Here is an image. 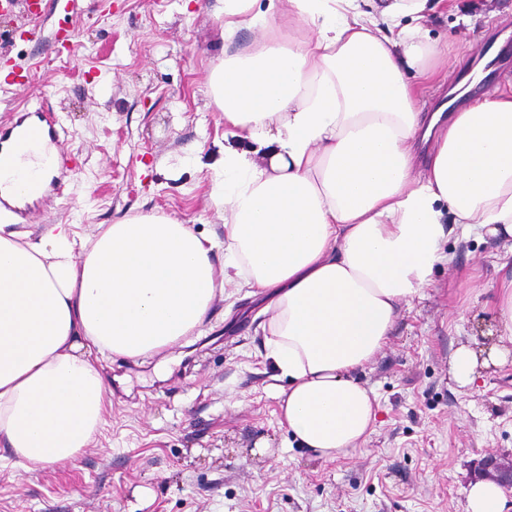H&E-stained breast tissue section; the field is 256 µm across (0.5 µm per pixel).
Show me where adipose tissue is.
Instances as JSON below:
<instances>
[{
	"label": "adipose tissue",
	"instance_id": "ef3b65f1",
	"mask_svg": "<svg viewBox=\"0 0 512 512\" xmlns=\"http://www.w3.org/2000/svg\"><path fill=\"white\" fill-rule=\"evenodd\" d=\"M254 2L214 7L224 56L209 83L232 139L211 190L223 238L154 215L82 241L63 224L35 241L0 224V447L15 464L48 467L90 445L112 405L92 352L160 351L198 331L228 287L268 296L266 357L288 381L280 424L336 459L377 420L356 372L449 263L452 226L512 239V91L447 119L419 112L413 80L439 49L401 19L427 0L375 13L365 0ZM278 14L309 37L273 36ZM244 29L263 36L236 47ZM422 139L435 148L419 166ZM494 306L497 343L450 359L460 387L512 358V276Z\"/></svg>",
	"mask_w": 512,
	"mask_h": 512
}]
</instances>
